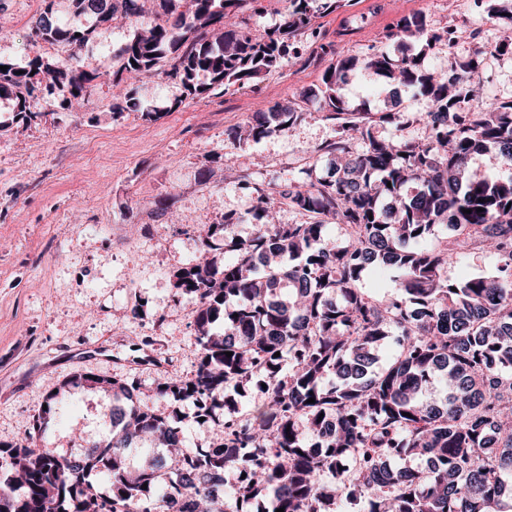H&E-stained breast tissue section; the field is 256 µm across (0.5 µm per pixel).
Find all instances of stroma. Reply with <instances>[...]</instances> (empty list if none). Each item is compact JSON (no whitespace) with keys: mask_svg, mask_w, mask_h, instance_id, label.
Returning <instances> with one entry per match:
<instances>
[{"mask_svg":"<svg viewBox=\"0 0 512 512\" xmlns=\"http://www.w3.org/2000/svg\"><path fill=\"white\" fill-rule=\"evenodd\" d=\"M53 7L77 29L91 30L71 67L99 72L83 106L67 89L43 80L31 101L36 116L19 118L15 100H0V444L23 436L49 393L78 372L132 379L158 412V379L191 376L197 364L195 302L174 286L175 272L203 252V229L240 216L241 237L257 229L259 191L284 181L324 177L331 159L319 146L335 126L309 92L331 62L388 51L386 36L404 16L428 30L454 26L453 47L424 60L435 73L479 62L480 94L512 100V49L494 52L497 25L475 0H344L316 15L315 40L298 56L238 90L215 86L187 94L179 80L152 73L133 84L134 106L117 108L112 75L118 51L137 30L98 25L76 15L69 0H0V59L23 67L37 56L66 58V43H46L32 25ZM348 108L400 110L406 136L423 134L428 98L370 71L351 73L339 89ZM289 105L300 119L256 142L235 134L254 112ZM248 174V187L237 177ZM152 340L151 359L129 361V340ZM102 393L75 388L42 441L77 455L107 432Z\"/></svg>","mask_w":512,"mask_h":512,"instance_id":"35a3bbf8","label":"stroma"}]
</instances>
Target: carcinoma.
<instances>
[{
  "label": "carcinoma",
  "mask_w": 512,
  "mask_h": 512,
  "mask_svg": "<svg viewBox=\"0 0 512 512\" xmlns=\"http://www.w3.org/2000/svg\"><path fill=\"white\" fill-rule=\"evenodd\" d=\"M319 1L340 3L289 0L288 13L257 38L239 18L247 0H169L166 18L120 47L113 86L174 55L172 74L191 94L202 92L201 72L226 90L242 87L298 54L295 39L312 29ZM486 2L488 18L511 28L512 0ZM72 4L75 14L103 24L144 14L141 0ZM33 29L77 51L91 34L68 28L50 5ZM387 39L402 51L413 42L422 48L399 58L377 51L341 59L313 93L336 125V139L321 147L336 158L330 178L261 192L255 210L262 224L250 237L235 233L231 216L208 225L207 261L176 275L175 287L195 300L199 360L192 376L156 383L173 413L138 404L133 380L78 374L64 381L25 436L0 448V512H226L230 502L233 512H247L262 493L271 512H336L359 501L361 512H512V177L468 172L472 156L490 150L512 168V100H481L470 63L448 78L424 68L426 49L453 45L448 29L430 34L424 21L402 18ZM357 68L431 97L423 138L376 135L379 126H407L400 111H345L337 90ZM43 76L83 103L99 74L40 56L22 70L0 60V98L30 111L28 98ZM299 116L274 105L237 139L258 141ZM284 206L308 221L269 222ZM448 222L462 240L435 234ZM332 223L347 231V245L324 244ZM216 240L232 259L213 254ZM464 250L494 254L500 275L449 281L448 265ZM385 267L403 278L399 293L379 302L359 283ZM219 321L222 334L214 332ZM393 335L399 354L372 369L378 347ZM258 374L264 386L255 410L243 419L224 412L226 391ZM81 386L109 399L104 417L112 437L102 450L75 459L31 447L50 411ZM183 407L216 426L213 447L186 446ZM145 435L156 444L133 447ZM348 458L357 469L339 472ZM400 459L422 464L398 467ZM229 472L236 474L232 487ZM99 483L111 493L92 490Z\"/></svg>",
  "instance_id": "cac0c4a2"
}]
</instances>
